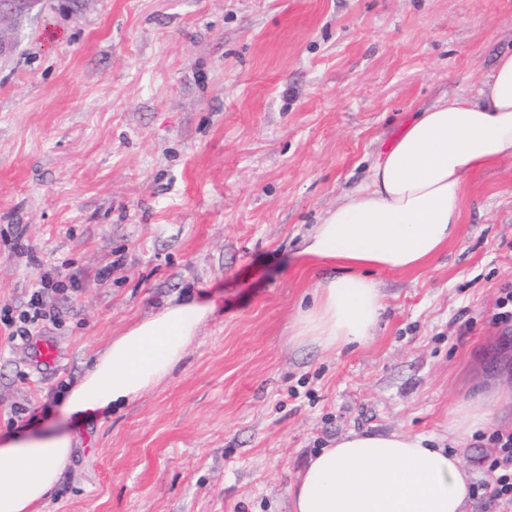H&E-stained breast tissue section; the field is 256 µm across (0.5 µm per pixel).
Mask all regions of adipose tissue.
Listing matches in <instances>:
<instances>
[{"label": "adipose tissue", "instance_id": "1", "mask_svg": "<svg viewBox=\"0 0 512 512\" xmlns=\"http://www.w3.org/2000/svg\"><path fill=\"white\" fill-rule=\"evenodd\" d=\"M512 159V54L498 58L473 96H448L419 112L377 154L369 180L305 237L310 261H336L317 283L295 333L324 347L367 343L385 308L371 273L427 264L453 239L467 173ZM211 303L168 301L113 337L56 403L69 416L117 410L169 377L212 317ZM73 436L21 428L0 444V512H33L58 482ZM461 458L399 431L353 432L321 449L288 492L294 512H462Z\"/></svg>", "mask_w": 512, "mask_h": 512}]
</instances>
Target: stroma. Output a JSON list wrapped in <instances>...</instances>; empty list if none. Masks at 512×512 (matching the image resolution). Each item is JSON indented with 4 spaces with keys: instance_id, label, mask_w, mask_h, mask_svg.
<instances>
[{
    "instance_id": "stroma-1",
    "label": "stroma",
    "mask_w": 512,
    "mask_h": 512,
    "mask_svg": "<svg viewBox=\"0 0 512 512\" xmlns=\"http://www.w3.org/2000/svg\"><path fill=\"white\" fill-rule=\"evenodd\" d=\"M512 53V0H91L46 8L0 59V309L61 274L40 369L0 324V437L166 301L218 309L125 408L62 420L78 446L39 512H292L288 487L352 431H404L488 480L512 431V160L469 172L458 234L375 271L361 347L296 337L331 264L299 257L420 110ZM121 267L102 280L110 261ZM488 402L468 434L456 410ZM497 312L493 315V321L497 325H504L506 328L512 326V286L506 285L501 288V295L496 301ZM33 358L37 364L45 368H54L57 364V348L55 342L47 336H41L31 343Z\"/></svg>"
}]
</instances>
